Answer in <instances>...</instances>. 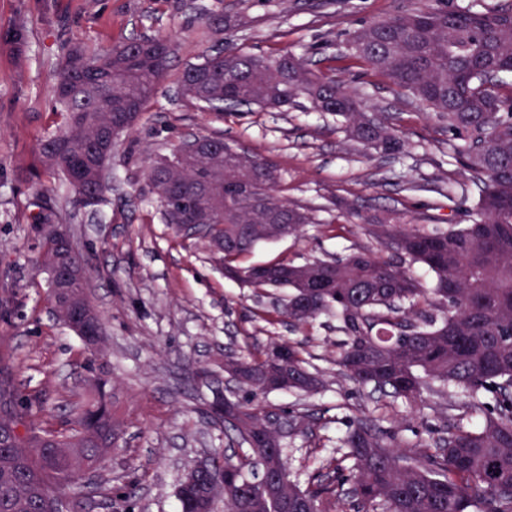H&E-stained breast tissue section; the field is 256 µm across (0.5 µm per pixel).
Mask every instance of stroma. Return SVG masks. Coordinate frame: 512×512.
<instances>
[{
  "label": "stroma",
  "mask_w": 512,
  "mask_h": 512,
  "mask_svg": "<svg viewBox=\"0 0 512 512\" xmlns=\"http://www.w3.org/2000/svg\"><path fill=\"white\" fill-rule=\"evenodd\" d=\"M430 0H0V369L19 392L46 399L55 428L79 401L83 366L95 361L112 384L115 444L90 475L87 512H178L175 490L198 460L232 448L223 424L207 414L226 390L224 357L259 353L273 339L300 343L325 375L318 394L269 393L264 403L282 412L309 408L312 434L286 439L293 476L307 480L325 458L339 455L349 419L371 416L398 437L427 442L440 427L432 398L414 405L376 398L339 374L335 330L328 317L299 331L262 309L277 290L255 292L225 279L207 242L176 234L145 177V153L167 154L185 135L205 132L272 162L281 179L273 195L309 207L314 218L302 237L258 245L245 263L302 262L373 247L364 225L335 206L357 201L365 211L416 213L427 225L465 221L477 196L459 175L453 149L424 107L384 76L352 57L345 40L361 25L429 6ZM224 17L222 33L205 20ZM170 36L177 64L197 62L224 43L268 57H304L320 76L350 86L364 105L401 131L406 147L383 155L350 141L335 116L300 101L285 112L258 107L225 110L217 118L177 93L170 72L131 137L112 153V190L95 212L73 207L67 183L42 164L39 146L63 117L52 92L59 58L72 45L94 50L143 35ZM52 200L93 270L91 303L104 336L90 352L54 314L45 276L36 274L38 241L31 218Z\"/></svg>",
  "instance_id": "35a3bbf8"
}]
</instances>
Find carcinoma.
<instances>
[{
    "mask_svg": "<svg viewBox=\"0 0 512 512\" xmlns=\"http://www.w3.org/2000/svg\"><path fill=\"white\" fill-rule=\"evenodd\" d=\"M436 2L361 26L348 48L448 130L456 167L479 189L466 223L427 229L405 211L363 214L345 201L369 236L391 250L388 258L356 248L302 264L245 266L244 254L272 241L261 230L271 214L280 216L286 236L312 223L308 209L273 197L280 174L271 162L226 145L170 171L163 167L168 156L160 154L150 158L147 184L167 224L183 223L190 206L214 210L208 242L224 236L227 279L256 290L287 289L279 306L262 311L266 320L285 317L300 326L336 318L338 365L352 383L408 403L425 393L443 401L453 385L465 393L466 412L482 414L483 422L434 429L429 442L412 443L398 441L375 419L353 420L340 439L344 454L302 485L290 476L275 423L284 420L288 434L297 435L310 415H278L260 403L270 392L268 349L288 350L286 390L312 394L323 379L298 346L272 341L257 355L224 359V372L239 374L237 388L250 399L213 403L208 415L224 417L240 452L216 458L231 477L224 490L183 491L179 512L207 508L221 495L224 512H512V81H505L512 75V0L493 7ZM177 53L158 35L92 52L75 45L61 57L53 93L64 123L41 143L40 156L67 182L73 205L86 192L103 200L112 151L99 157L97 144L121 112L134 113L125 129L134 128ZM179 89L217 118L226 107L283 110L303 97L313 110L336 114L350 140L385 153L403 147L396 130L347 87L288 52L268 58L217 47L182 69ZM54 223L50 207L32 217L38 268L55 258L41 236L42 225ZM413 264L431 272L429 286L410 271ZM52 304L65 319L89 300L74 292ZM85 370L86 401L65 434L36 421L33 412L47 413L45 402L0 383V512H47L49 488L57 504L69 492L70 512H81L86 470L99 462L100 449L112 447L109 380L90 364Z\"/></svg>",
    "mask_w": 512,
    "mask_h": 512,
    "instance_id": "1",
    "label": "carcinoma"
}]
</instances>
